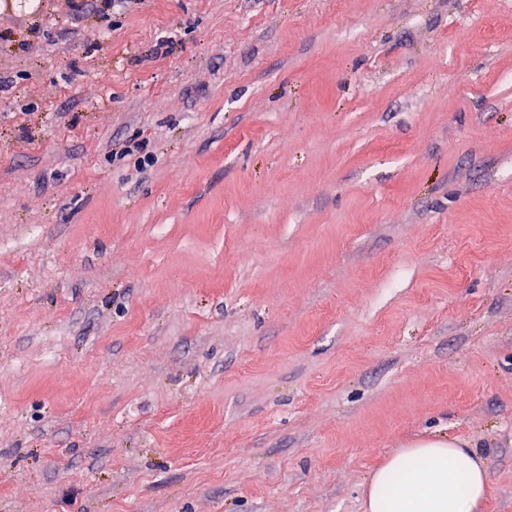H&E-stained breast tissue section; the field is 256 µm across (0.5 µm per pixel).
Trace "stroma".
<instances>
[{
  "label": "stroma",
  "instance_id": "obj_1",
  "mask_svg": "<svg viewBox=\"0 0 512 512\" xmlns=\"http://www.w3.org/2000/svg\"><path fill=\"white\" fill-rule=\"evenodd\" d=\"M429 435L512 512V0H0V512H363Z\"/></svg>",
  "mask_w": 512,
  "mask_h": 512
}]
</instances>
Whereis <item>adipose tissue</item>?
<instances>
[{
  "label": "adipose tissue",
  "instance_id": "adipose-tissue-1",
  "mask_svg": "<svg viewBox=\"0 0 512 512\" xmlns=\"http://www.w3.org/2000/svg\"><path fill=\"white\" fill-rule=\"evenodd\" d=\"M489 485L484 460L440 435L398 449L365 487L364 512H478Z\"/></svg>",
  "mask_w": 512,
  "mask_h": 512
}]
</instances>
